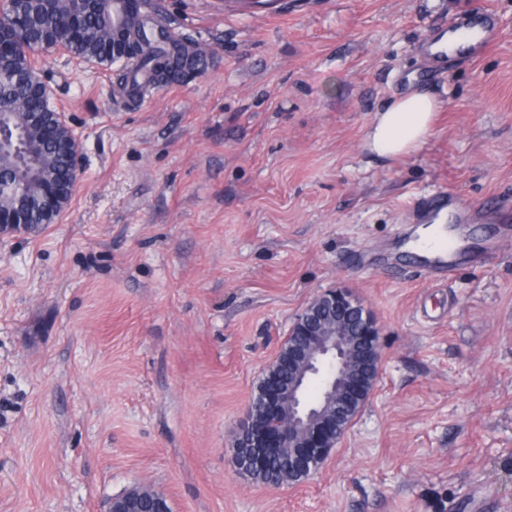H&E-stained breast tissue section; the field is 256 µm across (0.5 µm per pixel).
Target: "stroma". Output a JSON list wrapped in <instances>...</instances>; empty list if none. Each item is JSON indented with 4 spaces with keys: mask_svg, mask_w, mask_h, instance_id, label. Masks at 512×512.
Wrapping results in <instances>:
<instances>
[{
    "mask_svg": "<svg viewBox=\"0 0 512 512\" xmlns=\"http://www.w3.org/2000/svg\"><path fill=\"white\" fill-rule=\"evenodd\" d=\"M202 69L123 95L120 65L32 59L79 136L56 223L0 240V512H512V0H141ZM500 39L428 80L459 12ZM438 105L416 153L364 137ZM476 206L440 279L409 203ZM374 314L373 396L309 480L253 482L233 436L296 314L330 288ZM437 102L423 91H409L396 97L375 115L365 142L384 160L417 152L433 128ZM142 488L148 487L136 486L110 498L107 502L106 512H140L139 497L143 492L149 491Z\"/></svg>",
    "mask_w": 512,
    "mask_h": 512,
    "instance_id": "1",
    "label": "stroma"
}]
</instances>
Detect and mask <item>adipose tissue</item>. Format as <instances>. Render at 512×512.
I'll return each instance as SVG.
<instances>
[{
    "label": "adipose tissue",
    "mask_w": 512,
    "mask_h": 512,
    "mask_svg": "<svg viewBox=\"0 0 512 512\" xmlns=\"http://www.w3.org/2000/svg\"><path fill=\"white\" fill-rule=\"evenodd\" d=\"M437 103L423 91H410L396 97L377 112L365 142L378 157L391 160L417 152L432 128Z\"/></svg>",
    "instance_id": "adipose-tissue-1"
}]
</instances>
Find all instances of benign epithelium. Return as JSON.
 Masks as SVG:
<instances>
[{"label": "benign epithelium", "mask_w": 512, "mask_h": 512, "mask_svg": "<svg viewBox=\"0 0 512 512\" xmlns=\"http://www.w3.org/2000/svg\"><path fill=\"white\" fill-rule=\"evenodd\" d=\"M58 121L60 144L78 164L79 137L63 115ZM73 185L48 187L33 202L51 218L65 210ZM17 215L0 210V236L18 231ZM302 345L288 354L293 376L288 388L260 392L246 407L234 447L247 452L238 468L259 469L283 448L320 465L352 424L348 415L366 403L376 385L381 362L379 328L372 312L352 293L336 288L315 296L301 311L290 332ZM140 486L107 502L106 512H140Z\"/></svg>", "instance_id": "1"}]
</instances>
